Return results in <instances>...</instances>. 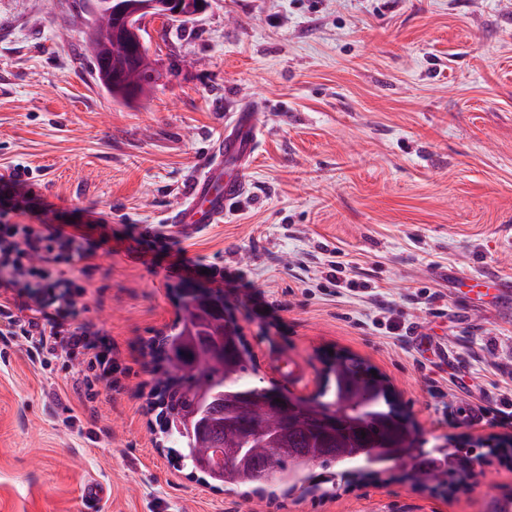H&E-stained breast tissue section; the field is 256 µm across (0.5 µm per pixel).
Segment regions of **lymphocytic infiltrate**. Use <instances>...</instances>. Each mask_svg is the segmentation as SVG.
Segmentation results:
<instances>
[{
  "mask_svg": "<svg viewBox=\"0 0 512 512\" xmlns=\"http://www.w3.org/2000/svg\"><path fill=\"white\" fill-rule=\"evenodd\" d=\"M25 174L15 168L0 181V336L22 338L31 359L44 355L82 354L94 379H83L85 390L93 380L111 381L112 352L92 342L84 325L69 324L70 298L81 292L96 250L91 244L93 231L101 241L104 219L55 222L52 204L17 186ZM25 215L27 223L16 222ZM40 290L33 302L23 301L22 289Z\"/></svg>",
  "mask_w": 512,
  "mask_h": 512,
  "instance_id": "lymphocytic-infiltrate-1",
  "label": "lymphocytic infiltrate"
}]
</instances>
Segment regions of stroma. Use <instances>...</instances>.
Returning <instances> with one entry per match:
<instances>
[{
    "mask_svg": "<svg viewBox=\"0 0 512 512\" xmlns=\"http://www.w3.org/2000/svg\"><path fill=\"white\" fill-rule=\"evenodd\" d=\"M80 0H0V176L65 213L104 216L125 247L99 249L77 323L112 349V383L73 384L82 356L31 360L0 338V512H247L190 478L152 406L149 345L178 295L219 292L260 388L313 398L334 358L381 377L426 448L480 457L458 482L416 487L406 468L336 469L329 494L296 489L268 512H487L512 496V321L449 269L512 277V0H208L180 29L148 26L164 72L150 98L112 102L80 56ZM261 129L248 191L180 247L223 271L186 280L129 248L166 223L231 112ZM366 295L326 280L333 252ZM395 329H387L386 321ZM473 407L481 419L462 416Z\"/></svg>",
    "mask_w": 512,
    "mask_h": 512,
    "instance_id": "stroma-1",
    "label": "stroma"
}]
</instances>
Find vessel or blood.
<instances>
[{"mask_svg": "<svg viewBox=\"0 0 512 512\" xmlns=\"http://www.w3.org/2000/svg\"><path fill=\"white\" fill-rule=\"evenodd\" d=\"M257 133V118L252 113L228 118L223 135L191 175L185 200L169 218L178 232L192 236L208 225L221 223L231 202L245 189L241 173L233 166L250 159Z\"/></svg>", "mask_w": 512, "mask_h": 512, "instance_id": "b4317fda", "label": "vessel or blood"}]
</instances>
